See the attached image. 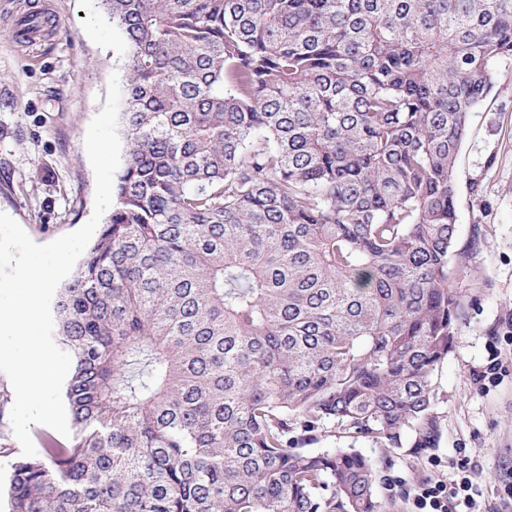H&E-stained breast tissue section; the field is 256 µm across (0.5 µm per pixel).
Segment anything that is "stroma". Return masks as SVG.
Returning a JSON list of instances; mask_svg holds the SVG:
<instances>
[{
	"label": "stroma",
	"instance_id": "stroma-1",
	"mask_svg": "<svg viewBox=\"0 0 512 512\" xmlns=\"http://www.w3.org/2000/svg\"><path fill=\"white\" fill-rule=\"evenodd\" d=\"M126 53L94 0H0V212L46 244L84 225L95 175L85 149ZM470 118L454 169L457 251L448 276L464 297L456 340L431 381L439 437L416 451L329 425L316 451L376 462L382 512H412L410 490L476 467L480 512H501L512 484V57ZM503 369L481 380L491 360Z\"/></svg>",
	"mask_w": 512,
	"mask_h": 512
}]
</instances>
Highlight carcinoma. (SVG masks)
Listing matches in <instances>:
<instances>
[{"label":"carcinoma","mask_w":512,"mask_h":512,"mask_svg":"<svg viewBox=\"0 0 512 512\" xmlns=\"http://www.w3.org/2000/svg\"><path fill=\"white\" fill-rule=\"evenodd\" d=\"M124 36L112 211L59 290L73 436L10 512H380L333 422L434 446L453 170L512 0H96Z\"/></svg>","instance_id":"cac0c4a2"}]
</instances>
